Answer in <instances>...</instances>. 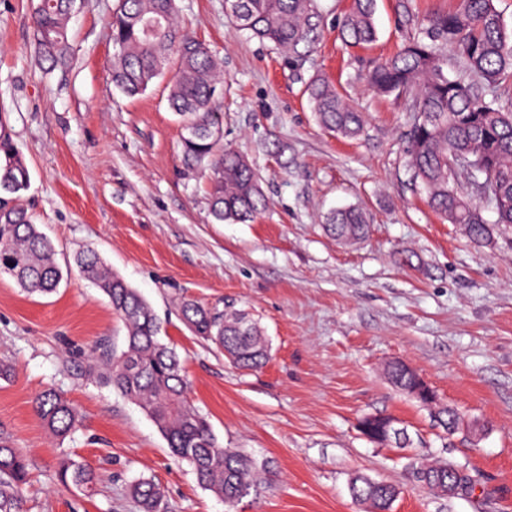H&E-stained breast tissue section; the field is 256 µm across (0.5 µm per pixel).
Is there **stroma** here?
Returning a JSON list of instances; mask_svg holds the SVG:
<instances>
[{
    "mask_svg": "<svg viewBox=\"0 0 512 512\" xmlns=\"http://www.w3.org/2000/svg\"><path fill=\"white\" fill-rule=\"evenodd\" d=\"M38 2L0 0V134L30 173L20 202L60 266L94 246L144 296L184 361L194 406L224 447L268 467L271 482L225 504L198 486L140 407L74 362L97 342L122 346L125 334L78 272L47 296L0 274V359L13 367L0 379V427L29 460L27 512H140L129 488L141 479L161 486L163 512H371L349 491L356 472L397 489L390 512H512V225L484 212L492 235L477 244L433 212L407 165V112L364 80L417 34V20L458 0H377L378 36L365 47L341 35L352 0H316L314 41L288 57L232 27L225 0H178L179 30L220 63L224 143L261 177L267 206L244 224L215 223L206 177L184 165L167 77L136 97L113 87L117 0H77L72 58L50 73L34 51ZM317 74L365 112L360 138L317 124L305 93ZM347 206L369 219L352 245L322 227ZM184 298L249 310L269 339V363L236 369L185 326ZM395 361L468 429L440 439L430 408L389 380ZM49 387L84 417L71 438H49L33 409ZM375 414L394 419L409 443L367 439L359 425ZM66 457L99 468L93 493L58 484ZM421 461L467 467L479 486L431 492L411 474Z\"/></svg>",
    "mask_w": 512,
    "mask_h": 512,
    "instance_id": "obj_1",
    "label": "stroma"
}]
</instances>
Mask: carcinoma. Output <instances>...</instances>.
Returning a JSON list of instances; mask_svg holds the SVG:
<instances>
[{"label":"carcinoma","instance_id":"1","mask_svg":"<svg viewBox=\"0 0 512 512\" xmlns=\"http://www.w3.org/2000/svg\"><path fill=\"white\" fill-rule=\"evenodd\" d=\"M235 27L296 54L316 29L315 0H227ZM75 0H40L33 40L42 67L53 71L67 65L73 48L68 25ZM176 0H119L112 16V40L118 55L109 79L129 97L142 94L162 70L175 61L169 82L170 108L182 123V151L189 167L208 172L211 213L219 222L245 223L265 207V196L254 165L224 146L223 114L215 104L220 80L216 63L203 44L174 26ZM376 0H353L343 21V35L357 46L375 41ZM460 59L462 73L448 76V53ZM369 88L380 96L402 100L409 113L406 133L408 165L426 194L427 203L451 224L481 243L490 237L482 212L492 209L496 223L512 225V106L486 100L512 82V31H507L494 0H460L453 12L427 20L421 35L394 55L376 61L365 75ZM317 123L342 138L353 139L364 129L365 116L331 82L313 78L307 87ZM480 163L488 183L487 201L468 190L469 173L459 163ZM30 175L12 143L0 137V192L17 194L28 187ZM325 230L337 241L362 240L368 230L365 212L358 207L336 210ZM74 262L82 277L93 283L126 329L125 348L103 341L90 349L86 366L98 371L104 383L139 404L150 416L177 459L187 462L200 488L231 505L262 484L254 462L218 442L208 419L190 404L188 381L175 349L161 339V322L151 305L122 277L112 272L93 248L79 252ZM7 273L30 294L55 292L62 272L55 247L40 231L32 215L19 204L0 209V274ZM180 311L188 329L218 349L235 367L262 368L270 349L258 320L243 310L218 311L193 299H183ZM392 384L417 396L418 373L396 362L388 366ZM419 401L434 408V422L444 431H458L464 418L437 399ZM34 411L50 435L63 440L82 424L77 409L53 388L34 399ZM362 433L373 442L392 438L409 441L407 433L385 416H369ZM459 471V495L479 482L467 468L451 463L416 468L414 478L427 489L448 494V473ZM29 480V463L14 437L0 429V512H23L22 492ZM59 481L87 493L95 491L100 474L71 460L59 470ZM353 497L377 512H389L396 488L356 474L350 480ZM141 512H159L161 487L152 480L130 486Z\"/></svg>","mask_w":512,"mask_h":512}]
</instances>
